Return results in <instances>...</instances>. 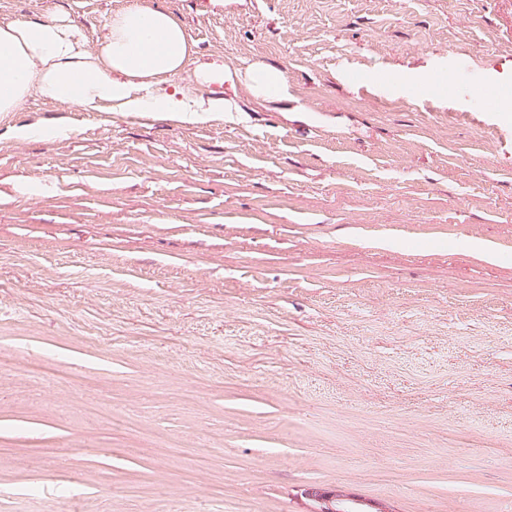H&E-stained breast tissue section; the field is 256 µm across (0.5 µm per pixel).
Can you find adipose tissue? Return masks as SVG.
<instances>
[{
    "mask_svg": "<svg viewBox=\"0 0 512 512\" xmlns=\"http://www.w3.org/2000/svg\"><path fill=\"white\" fill-rule=\"evenodd\" d=\"M94 47L57 21L17 19L0 25V118L20 111L30 93L96 110L118 101L129 112H162L189 121L220 112L224 100L196 102L172 81L193 49L182 24L169 13L131 4L112 14Z\"/></svg>",
    "mask_w": 512,
    "mask_h": 512,
    "instance_id": "obj_1",
    "label": "adipose tissue"
}]
</instances>
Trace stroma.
Masks as SVG:
<instances>
[{"label": "stroma", "instance_id": "35a3bbf8", "mask_svg": "<svg viewBox=\"0 0 512 512\" xmlns=\"http://www.w3.org/2000/svg\"><path fill=\"white\" fill-rule=\"evenodd\" d=\"M141 2L225 109L0 121V512H512V0ZM245 81L248 88L259 96L276 100L284 98L287 94L283 74L264 64L248 66L245 70ZM304 494L314 502L312 512H386L376 505L362 502L342 489H307ZM367 509V510H365Z\"/></svg>", "mask_w": 512, "mask_h": 512}]
</instances>
